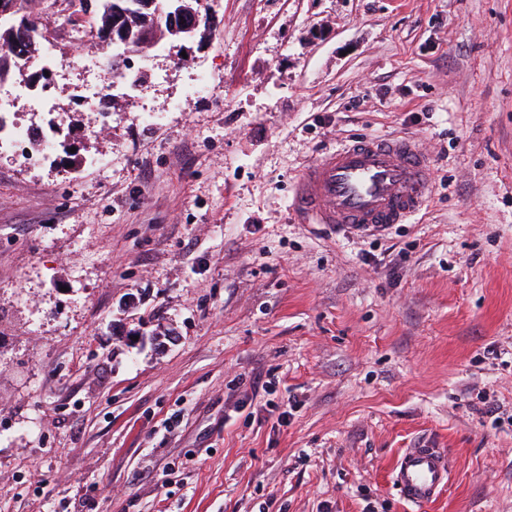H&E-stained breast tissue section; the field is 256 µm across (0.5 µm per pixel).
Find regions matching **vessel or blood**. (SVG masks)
<instances>
[{
    "instance_id": "b4317fda",
    "label": "vessel or blood",
    "mask_w": 512,
    "mask_h": 512,
    "mask_svg": "<svg viewBox=\"0 0 512 512\" xmlns=\"http://www.w3.org/2000/svg\"><path fill=\"white\" fill-rule=\"evenodd\" d=\"M433 189L427 155L412 140H355L327 152L297 177L290 207L306 224L371 232L404 224L425 205ZM446 449L421 442L397 459L392 482L407 502H433L448 482Z\"/></svg>"
}]
</instances>
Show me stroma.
Segmentation results:
<instances>
[{"label": "stroma", "instance_id": "35a3bbf8", "mask_svg": "<svg viewBox=\"0 0 512 512\" xmlns=\"http://www.w3.org/2000/svg\"><path fill=\"white\" fill-rule=\"evenodd\" d=\"M209 15L130 59L163 122L119 99L87 136L54 79L55 153L0 155V512H512V0ZM366 136L427 153L424 210L300 223L301 170ZM424 440L452 468L418 507L391 470Z\"/></svg>", "mask_w": 512, "mask_h": 512}]
</instances>
